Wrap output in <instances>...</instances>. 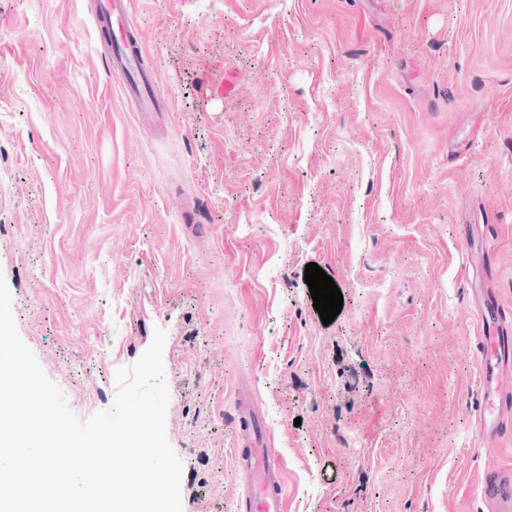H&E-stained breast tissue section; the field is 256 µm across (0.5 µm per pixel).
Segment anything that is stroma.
<instances>
[{
    "label": "stroma",
    "instance_id": "stroma-1",
    "mask_svg": "<svg viewBox=\"0 0 512 512\" xmlns=\"http://www.w3.org/2000/svg\"><path fill=\"white\" fill-rule=\"evenodd\" d=\"M95 2L0 0V276L72 411L160 328L182 512H236L242 388L285 512H491L458 239L512 320V0H130L155 112ZM141 56L139 38L133 37L125 27H122L120 37L116 36L112 43V73L137 99L141 111L151 112L154 109V100L150 96V82L140 70Z\"/></svg>",
    "mask_w": 512,
    "mask_h": 512
}]
</instances>
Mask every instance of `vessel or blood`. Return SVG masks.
Instances as JSON below:
<instances>
[{"instance_id": "vessel-or-blood-1", "label": "vessel or blood", "mask_w": 512, "mask_h": 512, "mask_svg": "<svg viewBox=\"0 0 512 512\" xmlns=\"http://www.w3.org/2000/svg\"><path fill=\"white\" fill-rule=\"evenodd\" d=\"M142 48L138 38L121 30L112 44V72L133 95L142 111L154 108L150 82L140 69ZM476 359L480 376L476 418L482 435L500 438L512 433V324L495 312L492 301H483ZM234 461L244 484L239 512H284L286 488L283 463L270 444V433L257 402L237 395L235 403ZM485 499L512 512V481L494 476L483 487Z\"/></svg>"}]
</instances>
